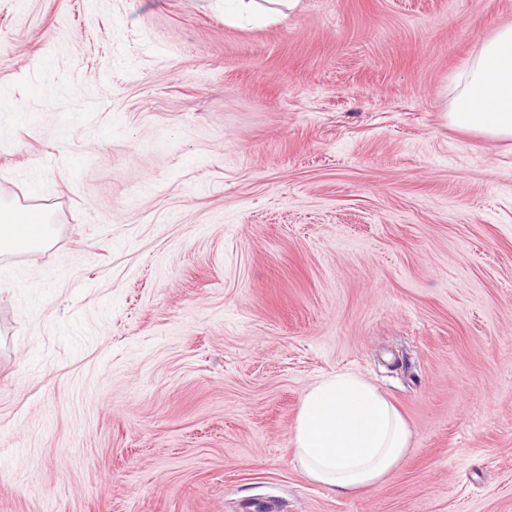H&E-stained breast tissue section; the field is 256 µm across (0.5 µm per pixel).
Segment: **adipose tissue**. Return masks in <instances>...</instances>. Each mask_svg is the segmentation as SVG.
Returning a JSON list of instances; mask_svg holds the SVG:
<instances>
[{
  "label": "adipose tissue",
  "mask_w": 512,
  "mask_h": 512,
  "mask_svg": "<svg viewBox=\"0 0 512 512\" xmlns=\"http://www.w3.org/2000/svg\"><path fill=\"white\" fill-rule=\"evenodd\" d=\"M300 0H224V20L262 23L287 16ZM449 125L493 139H512V25L497 27L455 79ZM27 213L0 210V252L45 246V214L26 229ZM409 431L376 387L336 373L305 394L294 427V456L307 477L340 495L380 486L409 449Z\"/></svg>",
  "instance_id": "1"
}]
</instances>
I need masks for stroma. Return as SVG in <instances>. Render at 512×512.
Listing matches in <instances>:
<instances>
[{"mask_svg":"<svg viewBox=\"0 0 512 512\" xmlns=\"http://www.w3.org/2000/svg\"><path fill=\"white\" fill-rule=\"evenodd\" d=\"M512 0H0V512H512V140L449 125ZM352 372L377 488L294 459ZM300 0H224V22L234 23L248 19L263 23L270 19L286 17ZM25 210L8 208L0 210V252L2 251H34L48 243L50 228L44 213H35L34 230H26L23 226L27 222ZM409 431L376 387L336 373L305 394L294 456L307 477L339 495L382 485L409 449Z\"/></svg>","mask_w":512,"mask_h":512,"instance_id":"1","label":"stroma"}]
</instances>
